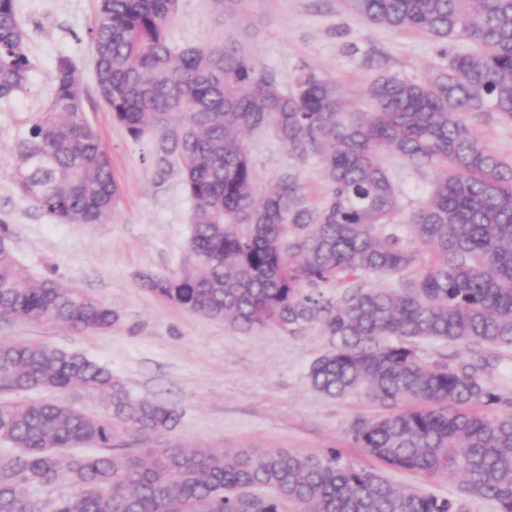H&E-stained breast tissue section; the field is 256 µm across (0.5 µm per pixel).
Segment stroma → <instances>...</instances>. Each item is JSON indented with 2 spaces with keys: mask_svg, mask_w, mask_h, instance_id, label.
<instances>
[{
  "mask_svg": "<svg viewBox=\"0 0 512 512\" xmlns=\"http://www.w3.org/2000/svg\"><path fill=\"white\" fill-rule=\"evenodd\" d=\"M28 34L32 69L25 90L0 103V220L30 276L52 278L109 304L112 327L76 333L57 325L0 321V338L83 353L111 369L132 394L176 406L178 425L157 446L258 448L321 454L340 449L344 462L369 466L350 435L353 421L381 414L365 393L331 398L309 380L311 363L330 346L321 324L288 335L269 324L241 330L191 314L142 285L146 274L169 276L194 266L187 248L192 201L179 174L158 179L152 138L132 140L95 91L89 37L97 0H16ZM172 47L241 42L259 67L275 71L291 91L308 71L339 85L357 105L379 73L366 61L381 53L388 70L425 80L440 63L442 43L421 32H395L354 15L346 0H244L239 14L213 0H179L168 29ZM72 59L87 93L85 115L96 127L120 187L109 223L58 224L19 190L12 150L21 120L40 111L52 92L59 56ZM261 188L295 174L305 202L320 205L327 185L317 159L298 160L270 129L246 139ZM382 161L401 196L391 231L408 236L413 208L431 193L434 172L401 157Z\"/></svg>",
  "mask_w": 512,
  "mask_h": 512,
  "instance_id": "obj_1",
  "label": "stroma"
}]
</instances>
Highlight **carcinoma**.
Wrapping results in <instances>:
<instances>
[{
    "mask_svg": "<svg viewBox=\"0 0 512 512\" xmlns=\"http://www.w3.org/2000/svg\"><path fill=\"white\" fill-rule=\"evenodd\" d=\"M356 15L445 43L446 63L420 82L382 72L363 111L314 71L284 92L235 41L174 49L178 0H98L91 28L99 97L135 141L154 138L159 178L179 165L192 200L188 248L197 267L143 279L155 294L243 330L273 323L291 336L321 323L332 347L309 379L342 398L363 390L384 408L358 418L356 447L378 466L282 450L146 448L173 430L176 408L133 396L88 357L39 342L0 341V512H468L487 500L512 512V416L486 381L512 350V162L490 151L467 117L512 120V0H347ZM458 42L473 48L454 49ZM31 68L14 0H0V101ZM14 147L21 192L58 224H105L119 198L112 159L86 120L75 65L57 60L43 111L22 120ZM273 127L301 160L318 159L328 195L308 206L284 174L261 190L248 133ZM435 172L409 217L388 230L401 196L381 155ZM431 262L418 267V247ZM401 276L399 288L368 276ZM347 281L342 296L323 285ZM0 320L79 332L117 313L52 279L29 276L0 221ZM453 348L433 362L418 341ZM74 388L101 412L67 402ZM32 391L53 400L27 397ZM392 469L458 478L454 498L402 488Z\"/></svg>",
    "mask_w": 512,
    "mask_h": 512,
    "instance_id": "obj_1",
    "label": "carcinoma"
}]
</instances>
